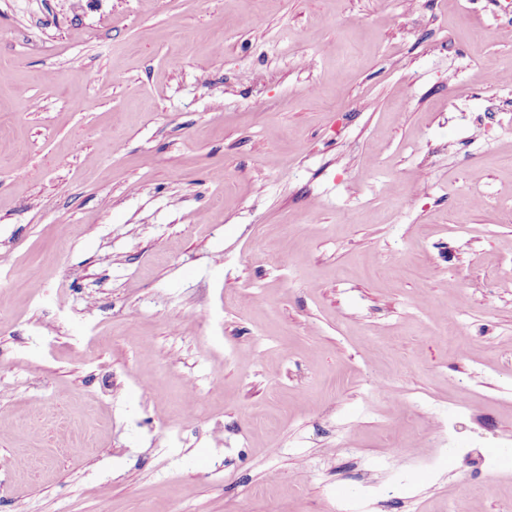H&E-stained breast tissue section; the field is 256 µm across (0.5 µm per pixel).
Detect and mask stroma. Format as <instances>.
Segmentation results:
<instances>
[{"label": "stroma", "instance_id": "35a3bbf8", "mask_svg": "<svg viewBox=\"0 0 512 512\" xmlns=\"http://www.w3.org/2000/svg\"><path fill=\"white\" fill-rule=\"evenodd\" d=\"M340 501L512 512V0H0V512Z\"/></svg>", "mask_w": 512, "mask_h": 512}]
</instances>
